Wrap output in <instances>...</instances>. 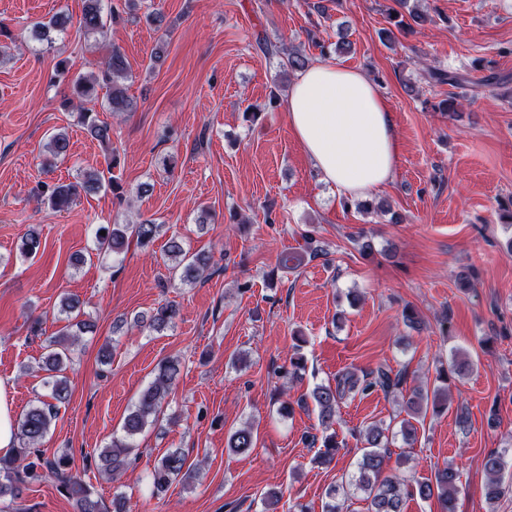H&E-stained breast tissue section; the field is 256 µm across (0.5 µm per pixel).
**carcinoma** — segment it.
Listing matches in <instances>:
<instances>
[{
  "label": "carcinoma",
  "instance_id": "cac0c4a2",
  "mask_svg": "<svg viewBox=\"0 0 512 512\" xmlns=\"http://www.w3.org/2000/svg\"><path fill=\"white\" fill-rule=\"evenodd\" d=\"M389 16L395 26L412 29L424 24L428 16L418 7L409 6V0H393ZM117 21L122 12L114 6H106L105 0H84L78 28L86 33H97L104 29V16ZM71 24L68 15L59 13L46 21H38L33 33L41 40L52 44L50 32H63ZM258 47L266 57L281 58L282 74L289 76L308 67V58L300 49L288 48L285 44H276L267 38L258 39ZM129 74L128 64L120 50L114 48L109 58L102 64L98 73L77 76L71 80L72 97L68 105L77 112L78 122L85 126L88 133L104 146L112 143V127L99 120L96 106L106 110L129 112L134 102L127 96L122 82ZM428 77L437 83H447L455 87L466 84L464 76L432 68ZM106 90L104 100H99L98 90ZM49 151L55 155H65L69 149V137L64 132L54 134L49 143ZM120 164L117 151H112L110 160L104 170H92L83 175L82 180L70 183H58L43 187L49 207L63 211L69 207L79 192H97L109 188L112 193L122 196L123 186L115 179L112 170ZM104 234L97 236L99 247L118 256L125 252L128 245V232L136 235L137 242L146 246L153 242L159 231V225L151 219H144L138 224H108L100 227ZM41 249L40 234L28 231L21 239L20 253L31 257ZM164 256L172 262V273L184 284L199 281L208 268L209 258L203 253L187 250L181 238L172 236L163 246ZM178 314L173 305H162L148 316L141 315L134 324L154 332H161L170 327ZM93 331V325L85 321L70 322L59 334L48 341L47 354L44 357L46 370L54 373L51 385V397L55 403L40 401L31 405L18 422L19 439L24 446L14 450L10 456L0 457V498H20L22 488L42 478L57 482L58 486L75 500L78 512H125L123 497L117 495L112 499V509L105 508L94 496L81 474L73 469V458L62 453L54 458H45L38 453L37 446L45 439L52 420L58 413V405L69 400L70 388L63 372L71 360V349L82 334ZM180 372L179 361L166 359L161 361L154 372L153 380L144 388L134 407L125 416L121 437L112 438V443L102 449L98 455L99 465L109 475L122 472L127 457L135 451V438L157 418L162 401L168 396L172 385ZM408 371L397 372L385 367H378L369 372L347 371L336 377V385H317L311 392V398L318 411L320 424L324 429L331 428L336 422V408L348 394L366 396L379 388L388 394L397 393L407 385ZM448 404L447 390L440 387L433 389L417 387L406 401V418L400 420L398 434L408 446L418 441V429L413 420L427 411L438 414ZM391 426L372 423L359 432L364 443L362 454L355 463L352 473L341 483L330 488L326 494L327 501L322 512H353L351 506L359 501L365 504V512H404L407 498L417 496L427 501L437 499L441 512H454L455 495L460 479L459 472L451 465L437 470L434 479L417 481L413 484L407 479L386 473L389 432ZM256 441L252 427L245 425L228 439V448L236 453H245L255 447ZM324 451L318 459L322 463L333 460L338 443L336 433L325 435L322 441ZM507 462L501 453H491L484 460V469L488 475L486 498L493 504L503 493L502 479ZM204 467V461H188L187 456L178 448L167 450L157 461L151 472L153 490L162 492L172 481L178 479L189 485L197 479Z\"/></svg>",
  "mask_w": 512,
  "mask_h": 512
}]
</instances>
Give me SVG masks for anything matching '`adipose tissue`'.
<instances>
[{"label": "adipose tissue", "instance_id": "adipose-tissue-1", "mask_svg": "<svg viewBox=\"0 0 512 512\" xmlns=\"http://www.w3.org/2000/svg\"><path fill=\"white\" fill-rule=\"evenodd\" d=\"M288 125L320 179L358 200L388 187L399 166L393 116L362 70L320 61L293 80Z\"/></svg>", "mask_w": 512, "mask_h": 512}]
</instances>
